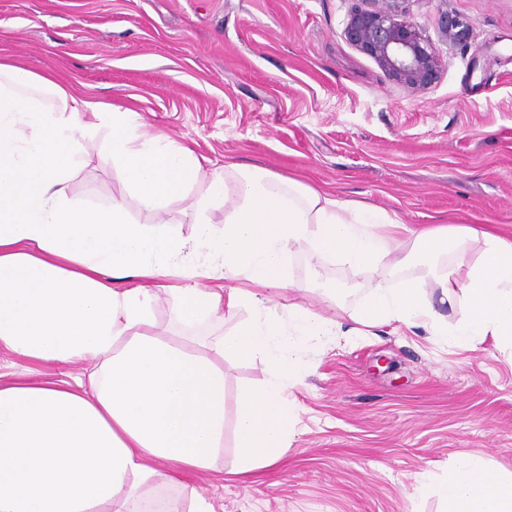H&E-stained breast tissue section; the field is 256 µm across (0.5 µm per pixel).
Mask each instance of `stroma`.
<instances>
[{
	"label": "stroma",
	"instance_id": "obj_1",
	"mask_svg": "<svg viewBox=\"0 0 512 512\" xmlns=\"http://www.w3.org/2000/svg\"><path fill=\"white\" fill-rule=\"evenodd\" d=\"M354 0H0V59L49 73L78 99L139 112L218 164H259L343 199L367 202L409 227L485 224L512 237V0H406L445 66L411 94L343 36ZM466 40L444 41L440 13ZM77 203L128 192L105 138L85 146ZM297 287L270 290L338 320L339 336L307 338L288 399L297 415L279 462L237 471L239 391L271 372L259 357L224 359V454L209 471L146 488L214 512H441L421 493L454 461L475 455L512 469V348L467 349L420 329L367 327L356 315L368 284L417 275L409 262L360 270L308 246L289 256ZM349 286L328 300L326 291ZM249 317L224 314L218 336ZM158 333L202 330L177 316L173 296L154 306ZM89 365H49L0 351V381L71 380Z\"/></svg>",
	"mask_w": 512,
	"mask_h": 512
}]
</instances>
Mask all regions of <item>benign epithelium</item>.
<instances>
[{"label": "benign epithelium", "instance_id": "benign-epithelium-1", "mask_svg": "<svg viewBox=\"0 0 512 512\" xmlns=\"http://www.w3.org/2000/svg\"><path fill=\"white\" fill-rule=\"evenodd\" d=\"M404 0H357L344 27L354 49L372 57L385 74L411 93L428 88L443 58L401 8Z\"/></svg>", "mask_w": 512, "mask_h": 512}]
</instances>
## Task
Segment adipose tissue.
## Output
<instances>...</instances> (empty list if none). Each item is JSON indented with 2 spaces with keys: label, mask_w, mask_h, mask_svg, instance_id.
Listing matches in <instances>:
<instances>
[{
  "label": "adipose tissue",
  "mask_w": 512,
  "mask_h": 512,
  "mask_svg": "<svg viewBox=\"0 0 512 512\" xmlns=\"http://www.w3.org/2000/svg\"><path fill=\"white\" fill-rule=\"evenodd\" d=\"M120 105L78 100L53 78L0 61V350L45 363L93 361L75 383L0 384V512H182L178 500L141 489L213 469L224 447L221 357H262L264 385L243 389L237 469L274 465L295 413L286 398L305 337L337 335V321L297 305H270L263 291L294 287V245L352 269L386 263L402 248L420 268L394 286L367 287L358 321L421 328L438 341L512 346V238L480 225L414 230L384 210L337 198L257 164L217 169L166 135L142 131ZM107 133L112 160L147 213L134 222L121 202L75 204L70 182L83 148ZM192 198L187 239L161 217ZM224 203V228L206 214ZM482 242L476 259L436 273L443 251ZM116 279L128 287H113ZM247 288L234 287V280ZM464 305L456 322L426 296ZM170 281L177 312L206 326L223 311L250 317L211 345L187 348L155 331L153 284ZM445 512H512V470L458 458L447 478L424 482Z\"/></svg>",
  "instance_id": "1"
}]
</instances>
